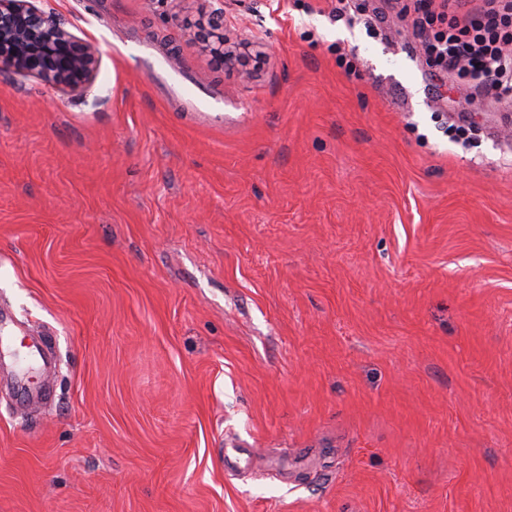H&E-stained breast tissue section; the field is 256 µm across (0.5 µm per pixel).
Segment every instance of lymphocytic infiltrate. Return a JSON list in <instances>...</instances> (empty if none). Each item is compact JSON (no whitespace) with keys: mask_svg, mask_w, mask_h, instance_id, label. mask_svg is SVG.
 <instances>
[{"mask_svg":"<svg viewBox=\"0 0 512 512\" xmlns=\"http://www.w3.org/2000/svg\"><path fill=\"white\" fill-rule=\"evenodd\" d=\"M412 33L427 61L462 79L471 97L512 102V0L459 15L460 0H411Z\"/></svg>","mask_w":512,"mask_h":512,"instance_id":"obj_1","label":"lymphocytic infiltrate"}]
</instances>
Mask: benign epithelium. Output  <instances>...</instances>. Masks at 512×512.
<instances>
[{"label": "benign epithelium", "mask_w": 512, "mask_h": 512, "mask_svg": "<svg viewBox=\"0 0 512 512\" xmlns=\"http://www.w3.org/2000/svg\"><path fill=\"white\" fill-rule=\"evenodd\" d=\"M98 44L74 36L54 12L32 0H0V71L36 77L66 93L92 81Z\"/></svg>", "instance_id": "benign-epithelium-1"}]
</instances>
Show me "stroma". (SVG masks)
<instances>
[{"label":"stroma","mask_w":512,"mask_h":512,"mask_svg":"<svg viewBox=\"0 0 512 512\" xmlns=\"http://www.w3.org/2000/svg\"><path fill=\"white\" fill-rule=\"evenodd\" d=\"M36 5L102 55L0 73V512H512L501 110L386 0Z\"/></svg>","instance_id":"35a3bbf8"}]
</instances>
